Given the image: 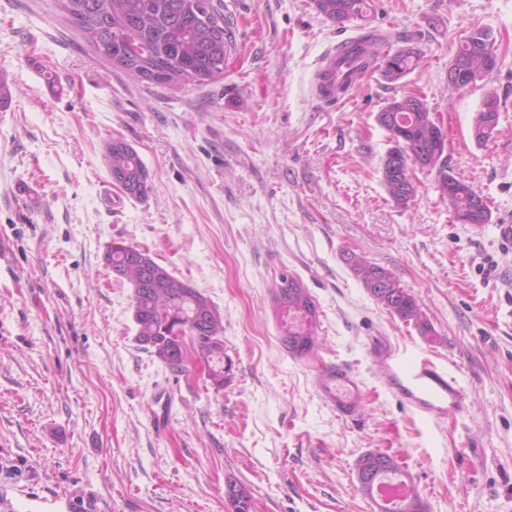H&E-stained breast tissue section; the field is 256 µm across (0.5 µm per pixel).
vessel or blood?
Instances as JSON below:
<instances>
[{"label":"vessel or blood","mask_w":512,"mask_h":512,"mask_svg":"<svg viewBox=\"0 0 512 512\" xmlns=\"http://www.w3.org/2000/svg\"><path fill=\"white\" fill-rule=\"evenodd\" d=\"M361 37L354 36L328 49L316 71L315 95L333 107L348 99L366 75L367 56ZM371 355L384 368L386 386L419 420L439 423L464 413L468 392L460 378L428 351H399L391 344H376ZM321 401L343 419L359 410L365 392L357 372L343 362L321 363L316 371Z\"/></svg>","instance_id":"b4317fda"}]
</instances>
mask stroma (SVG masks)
Segmentation results:
<instances>
[{"label": "stroma", "instance_id": "35a3bbf8", "mask_svg": "<svg viewBox=\"0 0 512 512\" xmlns=\"http://www.w3.org/2000/svg\"><path fill=\"white\" fill-rule=\"evenodd\" d=\"M235 47L219 80L145 85L98 57L55 0H0V512H379L356 459L382 451L427 512H512V0H373L338 27L310 0H222ZM439 27H431V20ZM489 30L495 68L448 81L470 33ZM379 34V54L412 42L420 66L396 83L372 73L342 106L312 79L345 38ZM44 59L28 69L30 52ZM64 77L69 92L49 97ZM500 99L484 143L472 127ZM419 94L442 128L448 166L487 200L490 223H455L433 176L396 207L376 115ZM148 171L142 199L104 165L113 138ZM33 192L18 195V186ZM122 241L149 250L206 296L231 372L215 387L188 358L166 367L136 340L131 286L104 261ZM365 256L411 291L436 334L378 305L344 260ZM317 305L318 336L281 342L272 293L282 275ZM434 352L470 392L469 410L419 422L390 394L370 351L380 339ZM352 366L365 398L352 419L320 400L315 370ZM499 100L494 93H487L483 98L481 109L474 121V138L476 142H485L498 124ZM494 124L493 126H489Z\"/></svg>", "mask_w": 512, "mask_h": 512}]
</instances>
